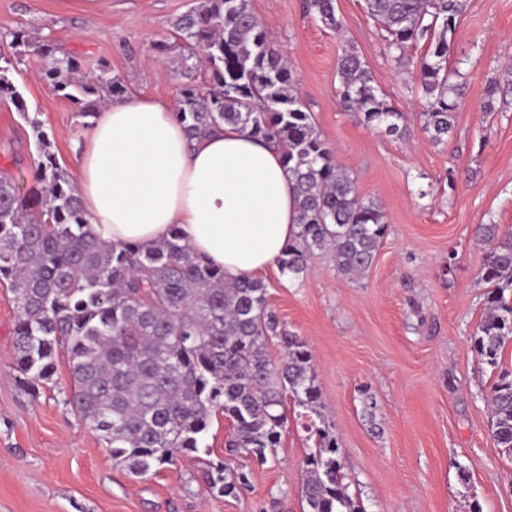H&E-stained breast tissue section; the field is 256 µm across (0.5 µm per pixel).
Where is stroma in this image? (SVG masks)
I'll return each instance as SVG.
<instances>
[{
	"mask_svg": "<svg viewBox=\"0 0 512 512\" xmlns=\"http://www.w3.org/2000/svg\"><path fill=\"white\" fill-rule=\"evenodd\" d=\"M198 0H0V31H22L85 56L81 78L99 66L128 96L178 98L184 50L175 21ZM256 15L285 49L299 95L338 165L359 193L380 205L388 233L360 280L314 258L299 280L279 270L264 278L286 328L310 347L323 412L345 456V481L365 512H512V462L495 447L485 402L489 372L470 336L483 314V247L474 227L512 232V91L482 110L489 79L512 69V0H467L454 56L468 77L456 130L433 145L422 130L421 102L388 55L386 34L362 0H338L344 33L325 28L303 0H252ZM170 49L158 53L155 45ZM355 47L387 101L408 115L397 138L365 128L338 104L336 59ZM30 55L10 77L69 177L87 130L72 104L43 80ZM37 160L29 127L0 105V171L24 190L35 187ZM426 197H419V190ZM15 308L0 286V512H302L300 487L309 444L296 415L279 448L252 467L250 486L234 497L212 495L206 461L247 465L224 441L230 425L214 417L207 452L177 455L143 479L116 465L99 434L63 404L70 387L66 357L38 393L14 367ZM468 480H460V470Z\"/></svg>",
	"mask_w": 512,
	"mask_h": 512,
	"instance_id": "1",
	"label": "stroma"
}]
</instances>
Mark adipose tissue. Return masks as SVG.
Segmentation results:
<instances>
[{
    "label": "adipose tissue",
    "mask_w": 512,
    "mask_h": 512,
    "mask_svg": "<svg viewBox=\"0 0 512 512\" xmlns=\"http://www.w3.org/2000/svg\"><path fill=\"white\" fill-rule=\"evenodd\" d=\"M176 112L150 94L97 111L78 159L88 223L102 240L145 246L175 226L226 281L264 275L298 232L281 150L230 124L188 138Z\"/></svg>",
    "instance_id": "1"
}]
</instances>
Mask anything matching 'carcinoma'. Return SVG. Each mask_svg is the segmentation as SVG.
Listing matches in <instances>:
<instances>
[{
	"label": "carcinoma",
	"mask_w": 512,
	"mask_h": 512,
	"mask_svg": "<svg viewBox=\"0 0 512 512\" xmlns=\"http://www.w3.org/2000/svg\"><path fill=\"white\" fill-rule=\"evenodd\" d=\"M368 16L387 33L395 65L417 82L422 129L435 145L448 144L466 81L448 69L457 18L465 0H364ZM303 9L340 35L337 0H303ZM188 51L185 70L209 74L203 92L180 89L178 116L194 138L222 123L238 125L283 149L298 202V232L277 265L293 282L321 253L342 275L368 270L388 224L356 189L303 104L282 48L252 8V0H200L175 23ZM425 42L417 59L408 49ZM0 101L10 103L36 141L34 177L47 188L38 197L0 171V283L16 310L13 348L21 382L31 391L51 379L66 354L71 390L64 405L102 433L112 459L135 477L147 476L179 453H197L211 419L232 427V455L264 465L288 424V403L302 409L303 429L315 438L304 460L303 512H364L344 483L343 451L322 414L307 342L281 324L258 278L224 280V271L199 260L177 227L150 248L95 237L77 190L59 164L40 113L29 111L9 76L27 55L22 32L0 35ZM42 77L92 117L98 103L120 99L119 79L101 69L94 83H77L82 58L40 44ZM340 105L367 128L400 137L406 113L388 103L352 47L336 60ZM488 243L481 273L488 284L485 312L470 336L479 361L499 371L487 395L489 430L501 455L512 460V236L497 224H479ZM283 350L280 360L269 345ZM210 493L237 496L249 473L229 478L224 462L204 473Z\"/></svg>",
	"instance_id": "obj_1"
}]
</instances>
